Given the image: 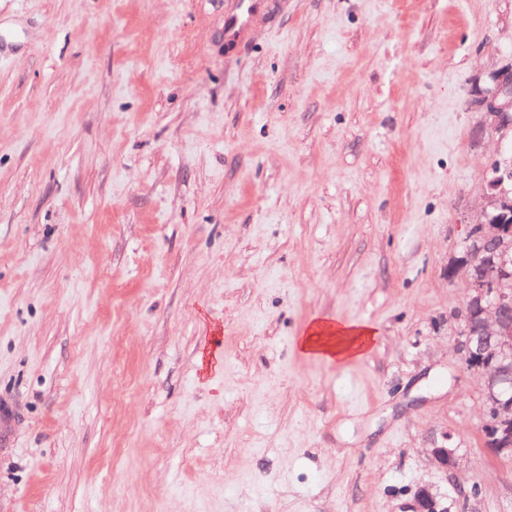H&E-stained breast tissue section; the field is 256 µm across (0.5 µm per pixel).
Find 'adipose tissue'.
<instances>
[{
  "instance_id": "1",
  "label": "adipose tissue",
  "mask_w": 512,
  "mask_h": 512,
  "mask_svg": "<svg viewBox=\"0 0 512 512\" xmlns=\"http://www.w3.org/2000/svg\"><path fill=\"white\" fill-rule=\"evenodd\" d=\"M376 337L373 326L366 323H347L315 317L304 328L298 347L309 358L345 362L366 354Z\"/></svg>"
}]
</instances>
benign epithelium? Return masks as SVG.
<instances>
[{
    "label": "benign epithelium",
    "instance_id": "benign-epithelium-1",
    "mask_svg": "<svg viewBox=\"0 0 512 512\" xmlns=\"http://www.w3.org/2000/svg\"><path fill=\"white\" fill-rule=\"evenodd\" d=\"M488 126L496 131L512 127V63L491 75V87L474 100ZM512 179V158L498 162L495 176L487 180V203L481 219L469 224L472 247L448 269V277L462 275L467 283L466 307L477 321L462 330L461 351L465 366L478 371L484 397L491 407L485 431L493 433L490 447L501 457L512 456V398L504 394L512 386V198L504 189ZM483 255L484 279L494 276L499 287H485L477 275L474 257ZM435 464L445 470L457 466L456 451L441 446L429 449ZM432 489L423 485L414 499V512H437Z\"/></svg>",
    "mask_w": 512,
    "mask_h": 512
}]
</instances>
